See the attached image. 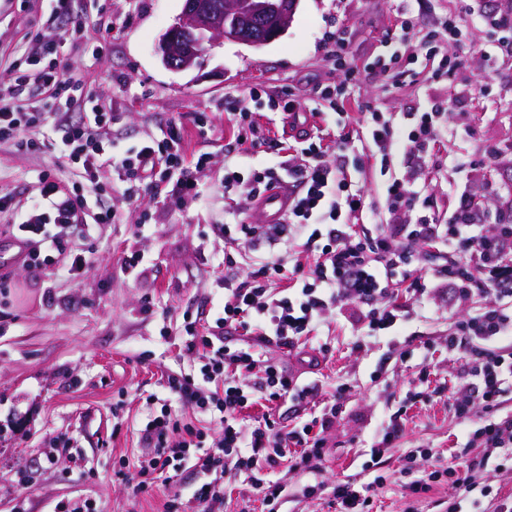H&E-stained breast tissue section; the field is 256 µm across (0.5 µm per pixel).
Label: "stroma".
I'll use <instances>...</instances> for the list:
<instances>
[{"mask_svg": "<svg viewBox=\"0 0 512 512\" xmlns=\"http://www.w3.org/2000/svg\"><path fill=\"white\" fill-rule=\"evenodd\" d=\"M80 32L60 22L46 30L51 0H0V88L35 48L40 37L61 41L59 57L68 76L100 99L116 117L122 147L145 137L162 138L171 122L182 123L187 154L205 151L211 166L205 173V199L183 208H164L159 199L130 202L112 192L111 168H102V199L120 218L101 225L92 264L77 278L58 257L37 268H7V287L0 288V512H54L56 506L90 498L102 512H160L168 495L194 485L184 471L177 481L152 495L132 492L138 480L136 461L143 452L139 429L150 407L146 399L161 394L172 371L192 373L194 354L184 348L183 314L204 304L221 308L222 293L212 284L224 269L215 258L224 249L213 225L235 212L225 198L222 179L230 129L224 101L245 96L258 85L288 89L298 111L311 113V125L325 145L335 146L342 127L357 129L360 103L376 105L385 115L427 111L444 101L448 131L428 153L442 161L441 170L399 150L393 175L414 179L430 199L440 221H447L455 194L466 193L493 211L512 199V165L480 166L486 152L501 142L512 144V56L499 55L486 15L512 8V0H430V8L413 31L402 32V0H299L286 33L255 50L223 41L206 50L192 69L165 68L156 53L162 34L180 15L184 0H81ZM455 16L470 43L460 60L449 63L447 76L436 78L424 63H415L413 81L395 85L392 76L371 69L388 41H401L413 53L431 25ZM341 29L350 38L348 61L358 73L355 104L344 113L319 106L316 83H339L342 72L324 48L328 32ZM100 47L92 58L84 46ZM201 113L205 128L191 119ZM57 173L65 182L78 179L74 165L47 148L15 150L0 146V191L9 193L19 211L0 216V250H8L12 225L25 219L24 205L39 193L37 173ZM151 220L139 243L147 263L137 280L119 272L131 244V224L142 213ZM208 241L210 257L199 253ZM332 353L320 367V400L348 385L342 414L328 435L326 486L357 478L367 452L381 438L388 416L406 407L402 438L386 454L387 481L377 489L373 512H404L407 498L396 477L407 453L427 448L445 465L463 469L461 446L467 427L448 410L445 395L406 406L415 374L428 369L432 386L450 381L453 359L447 348L448 315L417 304L400 341L371 335L353 326L349 309L332 310L326 318ZM415 346L408 361L399 354ZM69 435L72 448L61 451L55 466L46 467L52 437ZM125 468L128 480H114ZM288 486L282 512H332L327 494L304 497L309 479L279 466Z\"/></svg>", "mask_w": 512, "mask_h": 512, "instance_id": "obj_1", "label": "stroma"}]
</instances>
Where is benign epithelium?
Masks as SVG:
<instances>
[{
    "label": "benign epithelium",
    "instance_id": "1",
    "mask_svg": "<svg viewBox=\"0 0 512 512\" xmlns=\"http://www.w3.org/2000/svg\"><path fill=\"white\" fill-rule=\"evenodd\" d=\"M298 0H187L181 14L156 46L162 64L172 71L194 65L214 42L231 40L260 49L282 36Z\"/></svg>",
    "mask_w": 512,
    "mask_h": 512
}]
</instances>
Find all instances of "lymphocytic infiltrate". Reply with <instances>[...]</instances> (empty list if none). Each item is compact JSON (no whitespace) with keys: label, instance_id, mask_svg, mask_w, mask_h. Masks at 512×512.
Segmentation results:
<instances>
[{"label":"lymphocytic infiltrate","instance_id":"1","mask_svg":"<svg viewBox=\"0 0 512 512\" xmlns=\"http://www.w3.org/2000/svg\"><path fill=\"white\" fill-rule=\"evenodd\" d=\"M462 42L461 29L449 18L442 29L427 33L417 53L434 63L435 75L441 76ZM56 54L55 45H44L29 69L0 90V145L29 148L26 134L36 128L53 151L83 169L73 187L52 172L38 173L40 197L31 206L30 219L16 227L27 242V266L36 264L41 254L66 252L64 238L70 231L87 240L100 225L117 223L115 211L89 204L102 192L101 168H112V189L126 199L158 196L179 208L202 199L201 177L211 159L206 152L187 157L182 127L175 123L163 139L116 150L112 115L66 76ZM258 98L280 119L298 116L288 93L266 86L251 88L247 98L227 100L233 152H271L281 161L262 169L225 164L224 193L248 208L267 189L284 182L292 205L285 223L265 230L255 224L219 225L224 278L217 287L224 292V305L212 314L207 335L198 334L192 318L184 320L185 347L195 354L199 373L167 376L169 400L141 428L147 451L139 463L141 479L134 495L151 494L158 483H170L189 469L200 476L192 498L201 512H224L221 478L232 474L260 494L267 512H278L287 487L273 474L285 459L291 469L311 477L307 492L316 494L326 456L325 434L336 424L345 388H337L320 411L293 427L282 426L271 412L247 424L243 414L258 402L302 409L319 387L262 358L250 344L226 340V328L239 326L256 333L264 345L293 350L316 344L327 311L345 305L355 322L388 336L408 320L415 303L437 290L458 307L477 293L490 299L482 312L448 324V352L457 364L448 408L470 424L468 447L483 449L488 457L511 448L512 410H506L505 402L512 393V225L488 223L485 208L464 194L448 223H439L420 190L393 177L380 187L389 221L358 230L356 222L366 208L364 191L353 187L344 168L327 160L322 147L305 140L287 146L272 138L247 105ZM360 111L369 144L384 167L397 141H404L410 152H425L440 135L437 120L445 113L442 104H435L430 111L412 114L408 127L400 129L373 104H362ZM265 240L277 244L278 252L239 275L246 252ZM429 248L439 258L431 266L421 262ZM316 346L319 354H328L327 346ZM174 399L196 407L194 421L184 424L173 416ZM292 446L297 449L293 455L288 452ZM384 483L380 474L367 482H337L331 503L337 512H365L372 491Z\"/></svg>","mask_w":512,"mask_h":512}]
</instances>
